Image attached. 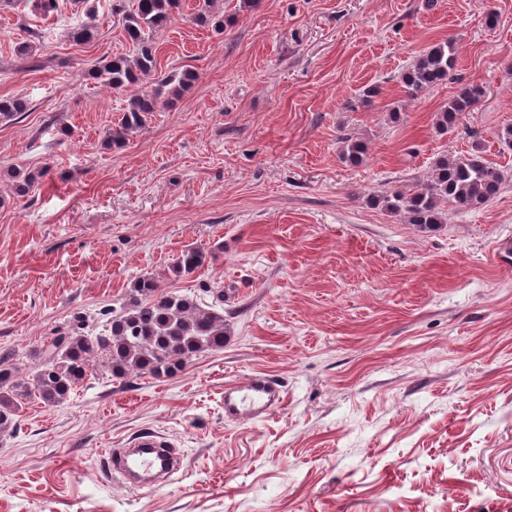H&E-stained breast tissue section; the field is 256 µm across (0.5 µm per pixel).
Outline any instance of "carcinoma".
<instances>
[{"label":"carcinoma","instance_id":"cac0c4a2","mask_svg":"<svg viewBox=\"0 0 512 512\" xmlns=\"http://www.w3.org/2000/svg\"><path fill=\"white\" fill-rule=\"evenodd\" d=\"M216 2H198L193 14L196 25L224 29V15L215 10ZM180 5L181 0L112 2V14L120 17L134 53L101 60L92 77L116 91L140 88L106 131L105 143L112 147L123 146L145 127L152 113L173 108L196 79V73L188 69L158 72L153 35L168 25ZM94 18L95 11H88L87 20L67 32L69 40L91 42L95 38ZM457 55V42L452 37L422 52L401 76L407 96L414 98L446 80ZM147 81L148 89L143 87ZM483 93V86L476 82L460 88L435 114L436 132L446 134L457 127ZM27 110L24 99L0 98V116L19 118ZM338 144L340 158L346 163L356 164L367 153L366 144L351 130L342 131ZM48 173L47 167L36 172L13 167L10 177L15 180L17 194L23 195ZM504 182V173L485 160L481 146L476 144L466 155L437 157L425 179L409 188L382 190L369 202L423 231H434L447 223L448 211L468 212L489 203ZM207 257L204 249L188 247L175 259L171 271L177 277L188 276L201 268ZM226 338L224 314L202 307L190 294L161 293L155 277L140 276L128 288L121 311L112 314L102 331L58 334L41 347L39 364L27 375L16 373L11 353H0V432L15 424L20 409L33 396L49 405L66 400L92 363L100 359L115 379L133 373L172 377L199 353L224 349Z\"/></svg>","mask_w":512,"mask_h":512}]
</instances>
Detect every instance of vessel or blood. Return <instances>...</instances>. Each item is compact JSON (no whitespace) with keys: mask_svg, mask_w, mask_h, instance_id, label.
<instances>
[{"mask_svg":"<svg viewBox=\"0 0 512 512\" xmlns=\"http://www.w3.org/2000/svg\"><path fill=\"white\" fill-rule=\"evenodd\" d=\"M284 401V390L271 376L253 374L224 386V417L228 420H257L270 416ZM171 441L161 435L139 436L133 447L120 456L123 474L133 472L163 478L179 467Z\"/></svg>","mask_w":512,"mask_h":512,"instance_id":"vessel-or-blood-1","label":"vessel or blood"}]
</instances>
